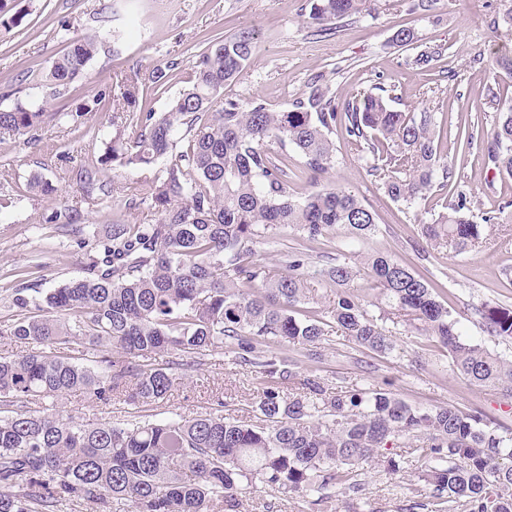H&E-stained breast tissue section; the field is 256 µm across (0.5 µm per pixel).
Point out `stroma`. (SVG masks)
I'll return each instance as SVG.
<instances>
[{"mask_svg":"<svg viewBox=\"0 0 512 512\" xmlns=\"http://www.w3.org/2000/svg\"><path fill=\"white\" fill-rule=\"evenodd\" d=\"M22 14L19 25L0 26V108L15 103H35L54 113L35 140L0 137V317L10 312V270L32 261L43 265L34 279L38 293L82 276L88 249L76 237L58 234L49 224L52 211L73 207L82 214V237L93 239L106 224H148L153 214L130 204L129 186L141 173L133 168L100 165L104 140L115 132L112 102L127 85H135L134 112H160L169 99L188 88L199 53L218 37L252 29L257 53L244 71L225 87V95L247 101L264 100L269 109H288L309 92L312 82L330 85L337 102L382 86L394 88L395 109L435 113L441 127L440 150L456 173L449 197L465 192L474 217L498 210L512 201V179L488 171L481 148L492 138L495 111L487 94L496 89L503 100L512 99V74L489 69L496 52H512V41L492 21L512 10V0H437L429 11L415 8L414 0H378L369 15L335 23L331 33H318L300 11L302 0H10ZM414 34L412 46L396 42L399 30ZM96 30L109 31L90 66L66 89L55 90L45 80L53 61L69 39ZM442 46L437 61L427 66L412 59L427 46ZM177 69H170V62ZM162 82H155L156 73ZM103 100L85 123L75 127L67 115L95 94ZM474 126L478 143L466 147L458 138L465 126ZM336 162L329 173L311 182L299 173V158L289 154L295 172V190L304 195L314 185L352 191L374 213L377 231L355 244L351 265L358 271L353 286L358 295L372 299L374 281L360 268V256L391 255L427 280L460 322L465 339L512 358V343L488 336L476 308L483 304L512 306V223L503 224L495 242L482 252L451 254L426 247L422 223L437 217L441 204L429 197L409 208L393 201L368 175L364 161L336 133ZM97 170L114 188L106 202L85 200L78 169ZM50 178L58 191L42 198L29 193L33 173ZM344 247L343 231H330L310 241L297 230L281 226L254 246L253 258L271 272L288 271L289 254L300 249L308 269ZM394 349L382 356L356 346L341 333H333L318 355L288 344L280 349L295 363L297 376L317 375L332 389L383 388L413 406H452L480 415L496 428L512 429V399L488 387L467 383L454 374L448 355L432 337L410 326L393 331ZM237 343L225 340L223 348L202 356L196 371L188 373L159 403L149 405L160 417L177 414L224 415L254 423L262 389L268 382L259 367L236 359ZM59 406L75 416L106 419L113 424L129 421L135 408L123 400L102 405L86 394L56 401H30L33 410ZM425 442L421 435H402L382 449L378 464L360 474L362 498L331 486L306 496H295L259 483L245 485L238 512H431L428 498L419 496L421 482L413 465ZM399 472H391L388 460Z\"/></svg>","mask_w":512,"mask_h":512,"instance_id":"stroma-1","label":"stroma"}]
</instances>
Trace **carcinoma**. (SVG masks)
Wrapping results in <instances>:
<instances>
[{
    "label": "carcinoma",
    "mask_w": 512,
    "mask_h": 512,
    "mask_svg": "<svg viewBox=\"0 0 512 512\" xmlns=\"http://www.w3.org/2000/svg\"><path fill=\"white\" fill-rule=\"evenodd\" d=\"M309 22L326 27L371 12V0H303ZM99 35L76 37L57 58L49 79L57 87L82 74ZM256 52L255 33L242 31L211 42L196 65L192 85L162 112L136 117L129 142L116 135L100 164L152 169L134 194L155 216L151 224H112L95 237L84 275L35 300L17 288L15 313L0 320L1 340L36 346L26 355L0 352V512H68L75 501L109 509L128 501L135 512H237L242 481H258L290 494L319 492L334 483L354 492L355 477L392 438L420 433L429 443L416 460L435 506L463 502L464 512H512V431L488 428L475 414L452 406L416 408L384 389L328 391L311 375L286 394L272 384L258 402L259 424L222 415L157 419L152 414L114 425L84 420L57 408L25 409L34 398L76 393L103 404L124 396L134 404L164 399L197 369L199 356L237 341V359L256 365L280 383L294 379V363L272 345L316 348L338 328L355 345L388 355L392 331L382 325L411 323L448 351L454 373L478 387L512 397V359L468 341L435 289L385 254L364 264L377 284V301L351 292L356 271L338 257L305 271L293 252L288 274L273 275L251 259L253 245L288 224L310 240L333 228L348 230L345 247L376 230L373 212L341 187L302 197L288 180V156L268 143L291 145L302 172L326 174L335 163L333 135L344 128L349 145L369 161L367 171L395 202L412 207L454 180V170L435 145L432 112L395 110L393 90L363 93L336 105L329 87L316 85L291 107L273 112L265 101L232 97L217 102ZM99 97L67 114L77 127L95 111ZM496 106L485 163L512 178V104L491 95ZM52 115L33 104L0 109V133L34 136ZM87 198L105 197L112 186L82 171ZM32 192L56 193L36 174ZM463 192L447 211L420 225L421 237L450 253L481 251L500 217L482 223L468 212ZM80 219L73 208L50 218L61 228ZM336 287L332 320L299 318L297 307L314 302V283ZM379 309L372 315L368 307ZM489 335L512 340V308L475 309ZM76 343L82 356L60 354ZM169 360L143 369L137 359ZM25 483L23 491L13 488Z\"/></svg>",
    "instance_id": "cac0c4a2"
}]
</instances>
